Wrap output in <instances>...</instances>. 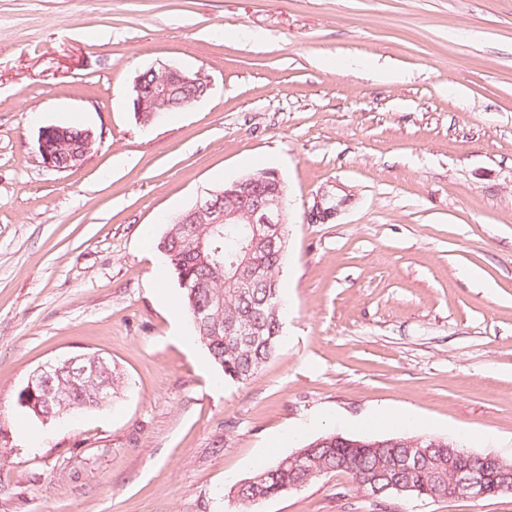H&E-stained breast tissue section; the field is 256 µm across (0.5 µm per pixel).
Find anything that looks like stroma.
I'll return each mask as SVG.
<instances>
[{
    "label": "stroma",
    "instance_id": "35a3bbf8",
    "mask_svg": "<svg viewBox=\"0 0 512 512\" xmlns=\"http://www.w3.org/2000/svg\"><path fill=\"white\" fill-rule=\"evenodd\" d=\"M210 82L143 124L136 78ZM91 129L44 166L41 127ZM288 189L279 348L225 381L174 320L169 218L238 177ZM351 201L324 224L317 193ZM111 359L112 405L17 403L40 365ZM407 414V433L512 459V0H0V512H242L257 462ZM391 512H512L391 498ZM254 512H375L336 473ZM63 128L66 129L69 133V139L66 144H64V142L62 141L64 145H57L55 143V140L49 141L50 139L58 140L60 138L62 140L64 137L67 138L68 136L67 134H65V130ZM63 128L56 125L42 127L39 131V136L37 140L38 153L44 166L57 172L67 171L75 166L80 165L85 160L87 155L92 151V148L96 141L93 131L88 128H85V130L73 126H64ZM81 132H83V136L85 139L83 146V149L85 150L84 157L74 166L68 167L75 163V156L81 154ZM47 142L50 144V149L56 156L53 155L51 151L48 149ZM56 159L57 165L66 169H60L56 165Z\"/></svg>",
    "mask_w": 512,
    "mask_h": 512
}]
</instances>
